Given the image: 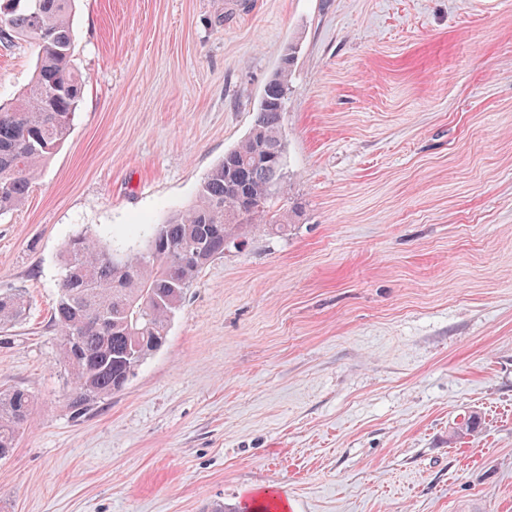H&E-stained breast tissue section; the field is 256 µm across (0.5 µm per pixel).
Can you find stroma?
Listing matches in <instances>:
<instances>
[{
  "label": "stroma",
  "instance_id": "stroma-1",
  "mask_svg": "<svg viewBox=\"0 0 512 512\" xmlns=\"http://www.w3.org/2000/svg\"><path fill=\"white\" fill-rule=\"evenodd\" d=\"M68 139L0 216V385L35 405L0 512H512V0H74ZM295 47L287 230L241 224L167 341L80 417L61 254L142 243ZM36 49L0 42V104ZM479 429L450 439L469 415ZM28 310L29 302L24 291L0 293V327L6 328L23 320Z\"/></svg>",
  "mask_w": 512,
  "mask_h": 512
}]
</instances>
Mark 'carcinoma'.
<instances>
[{
	"label": "carcinoma",
	"instance_id": "carcinoma-1",
	"mask_svg": "<svg viewBox=\"0 0 512 512\" xmlns=\"http://www.w3.org/2000/svg\"><path fill=\"white\" fill-rule=\"evenodd\" d=\"M72 2L37 0L33 10H0V40L28 38L38 50L31 84L10 106H0V215L23 204L33 178L70 135L84 84L71 64ZM294 58L290 47L263 89L251 133L206 174L195 202L149 229L151 237L164 230L167 250L157 256L147 254V245L117 251L93 234L65 244L54 326L71 375L74 416L121 391L126 374L164 345L187 288L224 256L238 203L254 202L245 223L286 229L275 203L285 187L281 127ZM28 310L24 291L0 293V327L23 320ZM34 403L24 388H0V456L15 448Z\"/></svg>",
	"mask_w": 512,
	"mask_h": 512
}]
</instances>
